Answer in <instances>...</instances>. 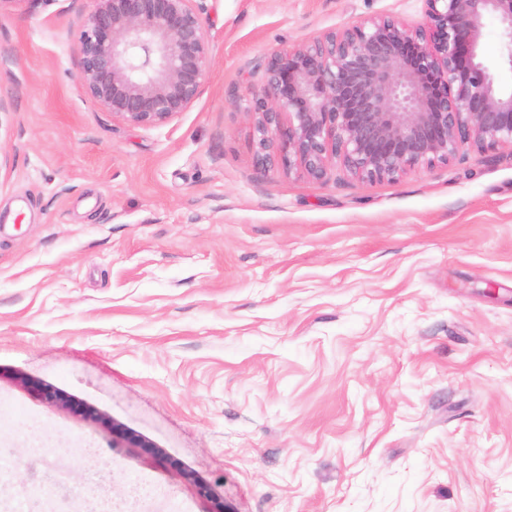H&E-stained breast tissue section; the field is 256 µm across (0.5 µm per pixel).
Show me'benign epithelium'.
<instances>
[{"label":"benign epithelium","mask_w":512,"mask_h":512,"mask_svg":"<svg viewBox=\"0 0 512 512\" xmlns=\"http://www.w3.org/2000/svg\"><path fill=\"white\" fill-rule=\"evenodd\" d=\"M425 18L390 15L274 50L251 91L254 160L315 180L337 161L362 182L448 165L466 147H512V0H425ZM79 35L85 93L130 125L188 111L209 70L197 0H91ZM502 53L482 55L487 21Z\"/></svg>","instance_id":"benign-epithelium-1"}]
</instances>
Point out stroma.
<instances>
[{"label":"stroma","mask_w":512,"mask_h":512,"mask_svg":"<svg viewBox=\"0 0 512 512\" xmlns=\"http://www.w3.org/2000/svg\"><path fill=\"white\" fill-rule=\"evenodd\" d=\"M203 6L204 91L148 128L80 85L88 0H0V505L512 512V149L254 163L273 50L424 0Z\"/></svg>","instance_id":"35a3bbf8"}]
</instances>
